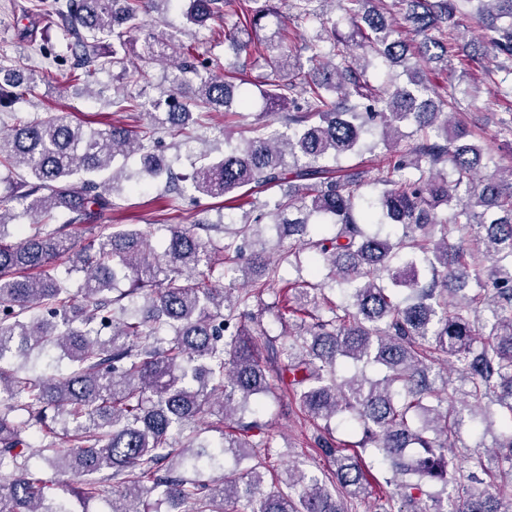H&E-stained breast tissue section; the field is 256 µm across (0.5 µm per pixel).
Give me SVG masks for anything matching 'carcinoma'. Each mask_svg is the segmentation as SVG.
<instances>
[{
    "instance_id": "obj_1",
    "label": "carcinoma",
    "mask_w": 512,
    "mask_h": 512,
    "mask_svg": "<svg viewBox=\"0 0 512 512\" xmlns=\"http://www.w3.org/2000/svg\"><path fill=\"white\" fill-rule=\"evenodd\" d=\"M284 2L302 18L315 3H332L349 31L326 17L331 52L305 45L319 79L300 80L303 68L288 31L256 42L262 21ZM387 17L383 0H189L187 24L212 23L238 54L262 58L270 69L260 90L268 112L285 108L288 132L258 121L253 136L224 155L199 154L195 190L226 201L285 180H316L306 192L284 197L254 223L209 236L221 227L198 221L168 225L163 255L148 234L125 224H103L112 195L128 183L136 191L167 175L169 163L147 149L156 128H179L190 107H228L232 84L221 75L200 80L192 94L153 104L152 128L111 126L86 131L64 115L19 120L0 133V164L18 173L0 195V512H76L110 498V512H160L148 495L160 490L171 512H351L352 500L371 494L377 469L392 488L382 512H506L512 500V164L481 176L483 148L458 120L455 87L435 89L408 57L448 68V46L462 19L494 32L488 50L512 74V0H399ZM176 0H52L50 11L69 36L77 62L74 81L89 80L100 59L125 66L126 53L167 62L173 84L186 85L197 47L159 38L155 15ZM236 18L232 27L227 18ZM423 41L409 44L404 35ZM401 66L407 83L389 72L371 80V59ZM51 74L15 78L0 68V103L32 93ZM483 81L512 98V82ZM395 152L378 170L377 192L359 199L357 176L341 160ZM135 159L131 171H111L117 157ZM22 207L31 232L7 241ZM453 210L440 220L437 209ZM70 215L52 226L54 213ZM297 236L299 249L284 260L301 264L309 250L310 276L328 270L341 300L302 281L293 288L296 334L282 349L280 376H288L299 412L313 421L314 443L334 462L326 479L289 465L266 490L271 462L265 425L246 420L260 398L273 393L257 337L262 324L245 312L250 289L211 281L222 256L242 257L238 240L260 237L263 221ZM336 225L331 238L311 225ZM399 224L398 240L371 231ZM256 272L258 292L274 288L279 268L254 252L240 272ZM125 279L129 288L114 285ZM143 300L146 314L136 306ZM328 306L331 316L319 313ZM54 374L25 371L31 352ZM498 425L495 451L466 454V470L448 473L466 419ZM211 419L219 445L196 444L194 424ZM344 420L361 437L346 454L332 422ZM65 439L71 448L60 446ZM42 457L56 471L65 496L47 492ZM235 466L224 471V461Z\"/></svg>"
}]
</instances>
